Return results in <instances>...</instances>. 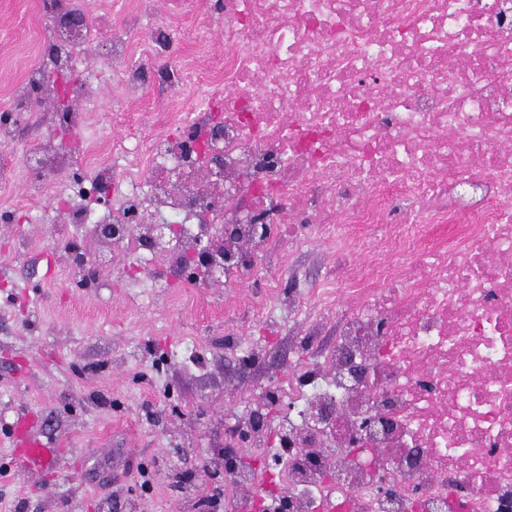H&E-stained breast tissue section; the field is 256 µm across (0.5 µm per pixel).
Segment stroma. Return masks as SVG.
<instances>
[{
    "label": "stroma",
    "instance_id": "obj_1",
    "mask_svg": "<svg viewBox=\"0 0 512 512\" xmlns=\"http://www.w3.org/2000/svg\"><path fill=\"white\" fill-rule=\"evenodd\" d=\"M77 0L92 18L94 53L77 51L71 97L88 110L77 132L30 112L14 141L0 143V175L26 164L25 152L53 142L70 157L111 159L114 141L145 149L160 133H177L179 115L208 104L205 88L180 87L167 107L153 93L162 72L206 65L224 72V30L216 0ZM131 55L112 60L109 39L132 10ZM46 0H0V112L41 66L50 40ZM142 77L127 99L115 70ZM64 173L55 174L41 209L27 210L26 181L0 191V512H177L183 501L171 471L187 460L224 470V433L263 398L270 377L286 381L321 357L337 328L320 295L333 274L325 240L289 248L281 267H255L239 291L219 279L203 286L165 280L153 286L161 254L137 251L134 273L118 269L123 250L98 245L90 228L77 244L99 263L98 285H76L53 218L66 206ZM292 283L296 308L268 302L271 283ZM63 450L56 466L34 478L10 469V437L20 419Z\"/></svg>",
    "mask_w": 512,
    "mask_h": 512
}]
</instances>
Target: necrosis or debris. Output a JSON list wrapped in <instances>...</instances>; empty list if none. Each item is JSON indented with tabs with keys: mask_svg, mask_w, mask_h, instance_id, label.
I'll return each mask as SVG.
<instances>
[{
	"mask_svg": "<svg viewBox=\"0 0 512 512\" xmlns=\"http://www.w3.org/2000/svg\"><path fill=\"white\" fill-rule=\"evenodd\" d=\"M223 24L219 111L119 147L123 191L72 221L135 211L147 232L180 214L187 231L160 244L172 273L213 225L239 224L228 288L240 262L286 261L300 223L329 241L348 304L315 363L325 383L278 388L300 409L290 454L275 476L238 474L250 491L225 512H512V0H224ZM373 224L389 234L368 251L390 261L357 266ZM386 410L357 457L351 436Z\"/></svg>",
	"mask_w": 512,
	"mask_h": 512,
	"instance_id": "4bbe7bcc",
	"label": "necrosis or debris"
}]
</instances>
